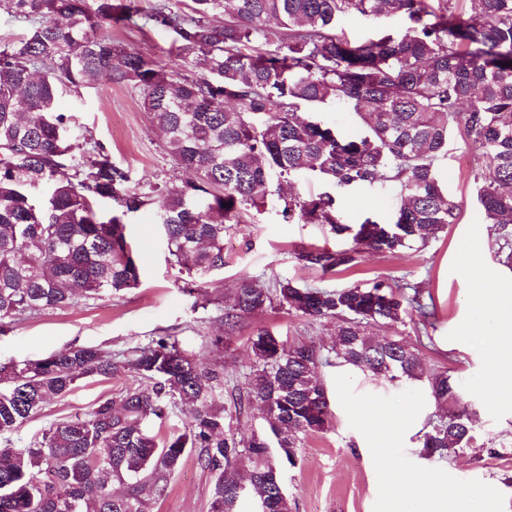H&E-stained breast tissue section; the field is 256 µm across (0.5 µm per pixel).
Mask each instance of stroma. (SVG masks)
Wrapping results in <instances>:
<instances>
[{"label":"stroma","instance_id":"35a3bbf8","mask_svg":"<svg viewBox=\"0 0 512 512\" xmlns=\"http://www.w3.org/2000/svg\"><path fill=\"white\" fill-rule=\"evenodd\" d=\"M107 34L126 50L146 54L170 68L177 65L170 32L118 26L109 28ZM57 109L73 115V134L79 141L103 144L112 162L128 171L133 185L148 189L167 172L183 181L189 179V172L175 170L164 138L152 126L135 89L101 82L77 93L66 90L58 98ZM474 167L475 159L460 132H453L448 153L439 159L437 168L445 193L461 209L459 223L416 251L362 253L355 267L341 273L306 267L298 255L313 248H347L350 240L336 237L322 224L285 223L272 201L262 211L244 214L226 234L222 270L186 284L172 263L154 208L144 207L124 218L141 266L139 286L112 296L83 298L75 306L12 322L0 334V362L44 358L72 346L127 355L150 338L169 336L203 366L222 372V398L229 408L244 390L253 364L249 339L256 330H270L291 343L311 340L325 352L334 346L336 337L335 321L316 320L277 305L242 318L235 329H228L218 306L229 303L240 277H251L263 288L286 279L327 289L376 278L405 279L417 284L424 301L433 307L431 325L407 319L380 328L377 334L414 345L425 377L448 372L460 388L461 404L469 408L474 440L470 448L444 460L424 458L416 434L386 443L385 453L400 466L425 465L468 492L472 512H512V407H492L477 390L486 366L484 336L471 337L464 350L452 347L460 326L471 318L473 293L459 277L455 249L485 222L471 177ZM397 200L394 186L361 187L343 195V216L350 224L370 215L383 219L393 213ZM318 374L331 395L341 387L348 398L381 399L399 409L414 400H428L423 380L392 383L324 364ZM133 382L130 376L77 380L67 396L48 401L10 434L12 446L27 447L53 424L85 415ZM332 412L330 429L307 436L297 466L282 472L284 489L295 505L293 512H387L379 474L358 445L361 425L350 421L340 405H333ZM210 483L209 473L192 451L169 478L163 496H155L148 488L143 496L149 512H210Z\"/></svg>","mask_w":512,"mask_h":512}]
</instances>
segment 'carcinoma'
<instances>
[{
    "label": "carcinoma",
    "instance_id": "obj_1",
    "mask_svg": "<svg viewBox=\"0 0 512 512\" xmlns=\"http://www.w3.org/2000/svg\"><path fill=\"white\" fill-rule=\"evenodd\" d=\"M0 0V11L28 23L0 44V322L71 306L140 282L124 217L156 208L178 272L203 277L224 268V235L244 212L278 198L288 224H325L353 247L299 254L307 267L343 272L371 250L397 254L424 246L460 219L437 177L458 129L481 160L472 172L486 223L512 224V0ZM399 14L400 32L353 43L339 31L350 15ZM157 27L174 35L182 68L168 69L127 52L101 30ZM202 67L196 74L193 69ZM139 90L145 111L167 138L177 167L196 179H163L142 192L129 172L96 143L73 160L67 117L55 111L60 90L100 81ZM335 103L360 118L362 136L346 140L310 118ZM307 173L328 190L303 197L278 185ZM392 184L390 219L344 221L342 194ZM115 202L104 219L95 204ZM405 281L328 290L290 280L264 290L238 280L225 321L273 304L315 319H336V345L325 356L313 343L289 345L266 329L250 337L254 356L246 401L261 405L267 432L244 441L226 429L232 413L217 400L223 376L206 369L169 336L120 360L91 346L0 365V436L14 432L78 379L130 373L141 381L82 417L52 425L25 448H0V512H145L140 483L156 496L189 449H199L211 477L212 512H234L244 492L238 467L266 498L260 512H292L273 468L297 465L303 439L332 420L319 364L352 365L391 382L421 380L409 344L374 327L433 311ZM436 422L422 435L429 457L446 458L474 439L448 374L427 379ZM179 402L192 405L180 434L158 439L145 426ZM114 482L128 486L112 493Z\"/></svg>",
    "mask_w": 512,
    "mask_h": 512
}]
</instances>
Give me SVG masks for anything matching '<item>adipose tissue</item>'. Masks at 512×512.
<instances>
[{"instance_id": "ef3b65f1", "label": "adipose tissue", "mask_w": 512, "mask_h": 512, "mask_svg": "<svg viewBox=\"0 0 512 512\" xmlns=\"http://www.w3.org/2000/svg\"><path fill=\"white\" fill-rule=\"evenodd\" d=\"M456 261L465 283L484 284L471 302L475 313H488L492 326L487 334V372L482 386L496 406L512 403V270L489 265L483 256L482 239L472 236L456 249ZM350 413L366 429L360 447L382 476L387 512H470V498L449 488L447 481L431 471L391 465L383 456L385 441L408 436L421 419L417 403L398 413L376 402L351 407Z\"/></svg>"}]
</instances>
